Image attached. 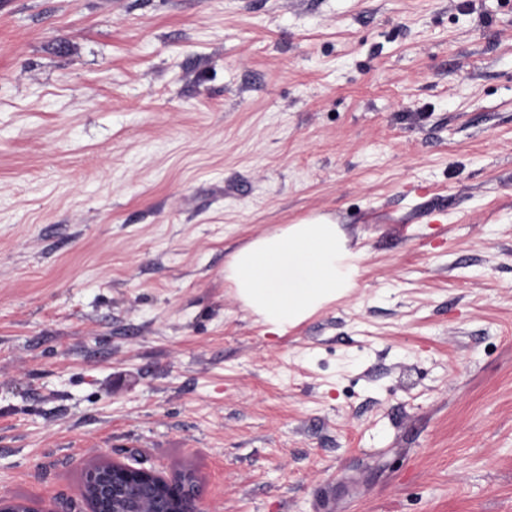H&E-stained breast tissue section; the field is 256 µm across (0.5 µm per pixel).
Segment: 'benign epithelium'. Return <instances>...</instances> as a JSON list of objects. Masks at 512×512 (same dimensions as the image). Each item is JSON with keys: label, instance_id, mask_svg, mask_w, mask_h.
Wrapping results in <instances>:
<instances>
[{"label": "benign epithelium", "instance_id": "benign-epithelium-1", "mask_svg": "<svg viewBox=\"0 0 512 512\" xmlns=\"http://www.w3.org/2000/svg\"><path fill=\"white\" fill-rule=\"evenodd\" d=\"M91 492L106 502H124L128 512H148L157 503L164 504L162 512H200L198 482L188 472L167 480L153 468L99 463L85 470L82 493Z\"/></svg>", "mask_w": 512, "mask_h": 512}]
</instances>
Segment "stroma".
<instances>
[{
  "instance_id": "35a3bbf8",
  "label": "stroma",
  "mask_w": 512,
  "mask_h": 512,
  "mask_svg": "<svg viewBox=\"0 0 512 512\" xmlns=\"http://www.w3.org/2000/svg\"><path fill=\"white\" fill-rule=\"evenodd\" d=\"M357 288L278 335L230 254ZM512 512V0H0V495ZM361 260L338 224L319 215L237 250L224 279L268 332L281 334L357 288ZM130 486H138L142 493L139 499H130L126 492ZM93 492L104 503L113 499L122 501L128 512H146L156 503L165 508L156 512H200L197 507L199 497L198 482L189 472L176 475L171 480L162 477L155 469L144 466H130L125 463H99L86 468L82 493L88 496ZM91 503L89 512H99L95 500L88 496Z\"/></svg>"
}]
</instances>
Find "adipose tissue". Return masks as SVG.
Listing matches in <instances>:
<instances>
[{
    "label": "adipose tissue",
    "instance_id": "1",
    "mask_svg": "<svg viewBox=\"0 0 512 512\" xmlns=\"http://www.w3.org/2000/svg\"><path fill=\"white\" fill-rule=\"evenodd\" d=\"M361 260V251L348 247L338 224L319 215L237 250L224 278L257 321L279 334L352 292Z\"/></svg>",
    "mask_w": 512,
    "mask_h": 512
}]
</instances>
